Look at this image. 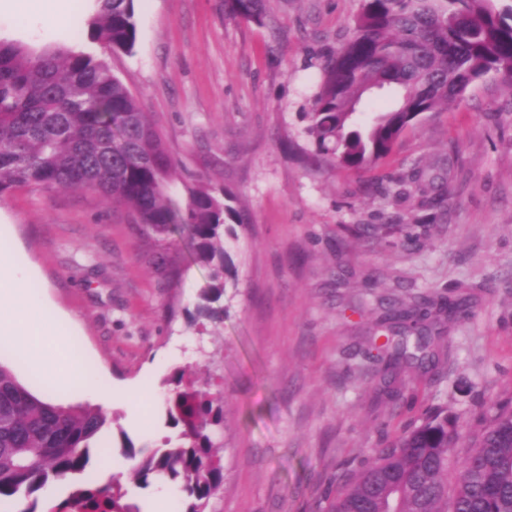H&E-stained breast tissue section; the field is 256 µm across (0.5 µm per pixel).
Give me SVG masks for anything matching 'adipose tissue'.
I'll return each instance as SVG.
<instances>
[{
    "label": "adipose tissue",
    "instance_id": "1",
    "mask_svg": "<svg viewBox=\"0 0 512 512\" xmlns=\"http://www.w3.org/2000/svg\"><path fill=\"white\" fill-rule=\"evenodd\" d=\"M29 275L24 266L16 264L11 249L0 250V297L24 305V315L0 313V335L16 338L30 357L35 369L43 367V344H51L56 352H64L65 345L56 334L63 319L42 297L29 293Z\"/></svg>",
    "mask_w": 512,
    "mask_h": 512
}]
</instances>
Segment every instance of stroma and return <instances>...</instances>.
I'll return each mask as SVG.
<instances>
[{
	"mask_svg": "<svg viewBox=\"0 0 512 512\" xmlns=\"http://www.w3.org/2000/svg\"><path fill=\"white\" fill-rule=\"evenodd\" d=\"M361 6L265 0L257 25L228 18L224 0H136L128 54L89 39L80 4L58 36L0 20V40L105 56L164 137L180 174L171 196L220 186L248 218L224 239L236 275L214 325L196 312L209 271L186 240H155L88 188L21 187L0 200V231L34 264L30 292L69 319V361L100 373L103 393L139 389L108 403L107 453L91 460L101 480L128 484L130 504L156 489L131 485L125 446L146 454L176 438L163 380L179 368L224 401V485L205 512H326L340 477L428 409L471 429L512 400V92L477 80L370 169L314 163L305 114L324 55ZM429 174L448 179L444 207L428 203ZM460 281L474 296L465 316L437 325L438 366L382 395L370 356L381 318ZM0 363L39 397L97 403L60 392L5 337Z\"/></svg>",
	"mask_w": 512,
	"mask_h": 512,
	"instance_id": "stroma-1",
	"label": "stroma"
}]
</instances>
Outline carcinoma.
<instances>
[{"instance_id":"cac0c4a2","label":"carcinoma","mask_w":512,"mask_h":512,"mask_svg":"<svg viewBox=\"0 0 512 512\" xmlns=\"http://www.w3.org/2000/svg\"><path fill=\"white\" fill-rule=\"evenodd\" d=\"M96 2L88 36L111 52H132L134 0ZM224 13L260 24L263 0H224ZM490 72L512 89V5L363 0L350 36L325 60L313 111L306 113L312 158L368 169L420 116L461 99ZM375 89L390 91L391 105L361 123L357 106ZM175 176L149 113L106 60L0 41V199L21 186L92 188L162 239L186 236L193 260L210 269L198 314L221 321L223 313L210 304L233 275L224 235L243 215L232 194L212 186L187 188L182 204L172 200ZM434 305L437 315L451 317L465 310L467 297L460 289L437 301L417 296L380 322L389 337L375 346L373 359L390 375L405 365L435 364L433 320L421 313ZM165 384L172 386L166 417L180 428L178 442L167 439V447L143 456L133 468L135 484H177L180 512H205L224 484L213 441L224 409L181 372ZM109 422L101 406L64 407L38 397L0 363V500H24L20 512H38L34 494L71 478L73 490L49 512H139L125 502L127 490L118 481L100 484L90 469L92 455L106 451L97 438ZM328 512H512V402L494 405L474 430L446 409L425 413L342 477Z\"/></svg>"}]
</instances>
